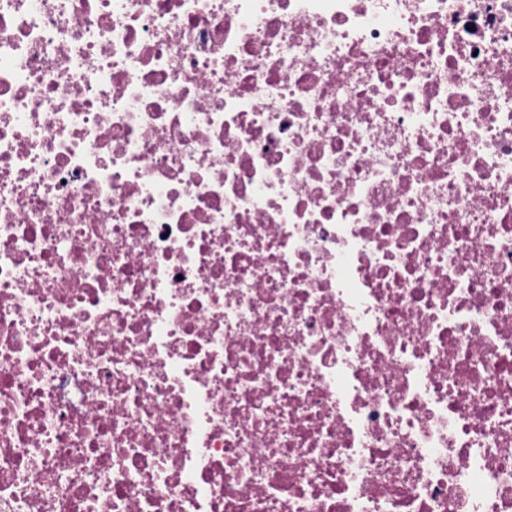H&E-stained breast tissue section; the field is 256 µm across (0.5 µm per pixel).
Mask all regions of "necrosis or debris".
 <instances>
[{
	"label": "necrosis or debris",
	"instance_id": "1",
	"mask_svg": "<svg viewBox=\"0 0 512 512\" xmlns=\"http://www.w3.org/2000/svg\"><path fill=\"white\" fill-rule=\"evenodd\" d=\"M0 512H512V0H0Z\"/></svg>",
	"mask_w": 512,
	"mask_h": 512
}]
</instances>
